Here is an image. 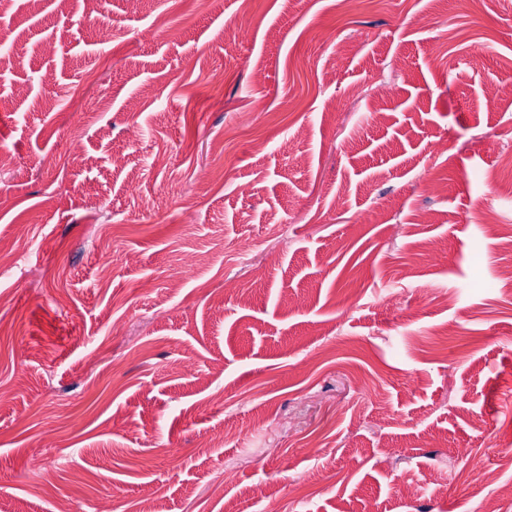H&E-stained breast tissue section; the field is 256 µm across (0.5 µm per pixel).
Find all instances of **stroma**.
Returning <instances> with one entry per match:
<instances>
[{
  "label": "stroma",
  "instance_id": "stroma-1",
  "mask_svg": "<svg viewBox=\"0 0 512 512\" xmlns=\"http://www.w3.org/2000/svg\"><path fill=\"white\" fill-rule=\"evenodd\" d=\"M19 36L0 512L512 486V0H0Z\"/></svg>",
  "mask_w": 512,
  "mask_h": 512
}]
</instances>
